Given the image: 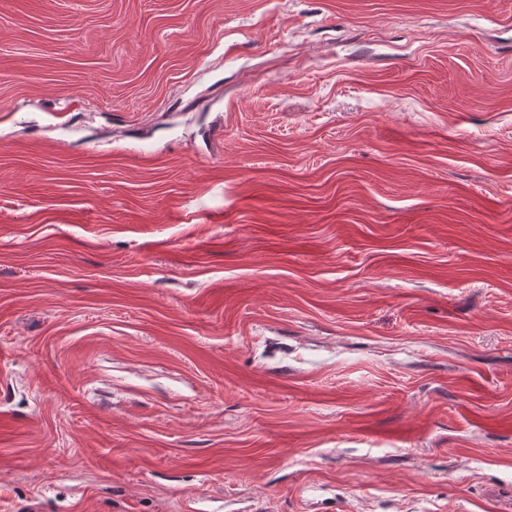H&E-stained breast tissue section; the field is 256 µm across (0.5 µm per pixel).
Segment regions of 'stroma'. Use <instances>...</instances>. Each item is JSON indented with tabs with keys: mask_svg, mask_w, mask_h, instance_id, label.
I'll use <instances>...</instances> for the list:
<instances>
[{
	"mask_svg": "<svg viewBox=\"0 0 512 512\" xmlns=\"http://www.w3.org/2000/svg\"><path fill=\"white\" fill-rule=\"evenodd\" d=\"M512 496V0H0V512Z\"/></svg>",
	"mask_w": 512,
	"mask_h": 512,
	"instance_id": "35a3bbf8",
	"label": "stroma"
}]
</instances>
